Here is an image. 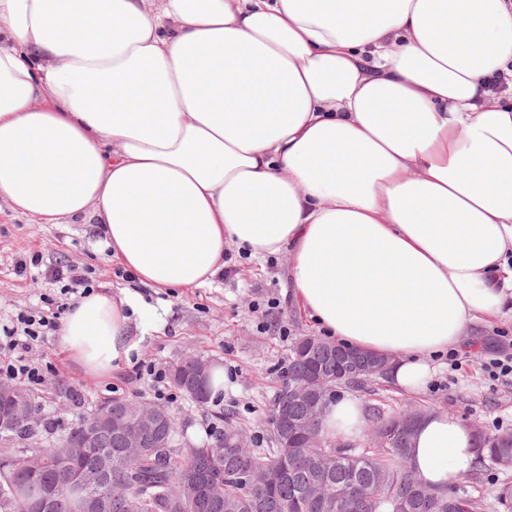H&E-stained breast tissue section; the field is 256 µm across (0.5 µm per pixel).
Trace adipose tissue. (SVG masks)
I'll list each match as a JSON object with an SVG mask.
<instances>
[{"label":"adipose tissue","mask_w":512,"mask_h":512,"mask_svg":"<svg viewBox=\"0 0 512 512\" xmlns=\"http://www.w3.org/2000/svg\"><path fill=\"white\" fill-rule=\"evenodd\" d=\"M512 0H0V202L98 224L145 287L228 248L288 254L304 312L416 390L469 324L512 316ZM137 296L93 292L60 346L110 375ZM362 404H329L354 435ZM472 428L425 413L408 461L443 492Z\"/></svg>","instance_id":"ef3b65f1"}]
</instances>
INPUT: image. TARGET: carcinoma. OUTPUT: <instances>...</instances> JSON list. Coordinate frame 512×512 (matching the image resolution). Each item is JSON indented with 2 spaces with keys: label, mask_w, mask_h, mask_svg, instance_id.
Returning <instances> with one entry per match:
<instances>
[{
  "label": "carcinoma",
  "mask_w": 512,
  "mask_h": 512,
  "mask_svg": "<svg viewBox=\"0 0 512 512\" xmlns=\"http://www.w3.org/2000/svg\"><path fill=\"white\" fill-rule=\"evenodd\" d=\"M352 362L368 353L338 343L313 345L308 337L296 339L289 349L287 378L273 393L268 407V431L262 444L254 448H231L239 430L227 426L211 442L191 445L184 439L169 416L171 427L165 429V445L155 454L128 460L118 453L120 438L104 430L99 435V454L86 457V449H73L71 464L64 465L49 447L40 448L43 463L38 470L27 467L25 455L15 458L0 474V512H27V504L51 487L56 494L54 512H76L70 494L75 473L73 464L90 469L112 457L109 483H92L89 489L110 498L109 512H425L424 502L432 504L430 512H512V484L504 482L489 496H472L448 487L435 492L419 482L417 472L407 463L410 440L393 434L390 448H357L325 436L322 427L295 436L288 445L280 440L278 405L280 398L293 387L320 379L332 391L340 385L361 388L384 378L380 373L344 372L336 349ZM195 361L180 359L171 366L174 386L197 404L208 403L213 390L212 379L199 382L194 373ZM142 402L116 399L112 411L124 417L138 413ZM480 455L470 480L479 481L487 469H512V433L488 436L479 434ZM244 453L257 469L269 473V482L255 487L237 466V454ZM319 483L329 494L338 487L349 488L341 509L332 501L316 506L307 498L310 486ZM416 487L424 499L409 500L398 506L406 489Z\"/></svg>",
  "instance_id": "carcinoma-1"
}]
</instances>
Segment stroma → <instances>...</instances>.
<instances>
[{"label": "stroma", "instance_id": "1", "mask_svg": "<svg viewBox=\"0 0 512 512\" xmlns=\"http://www.w3.org/2000/svg\"><path fill=\"white\" fill-rule=\"evenodd\" d=\"M28 260L18 273L19 260ZM288 255L251 258L229 249L223 271L202 288L154 292L139 285L130 272L113 260L94 224H35L0 202V314L42 308L44 297L73 303L45 277L48 269L76 265L87 271L93 288L128 290L143 304L130 320L133 343L130 360L108 377H95L61 351L58 332H49L34 359L43 367V382L34 392L42 419L54 435L74 426L98 400L140 398L156 403L148 380L136 379L135 360L168 368L186 354L210 358L224 368V389L206 405L176 394L167 407L189 439L200 442L208 425L232 423L257 441L266 428L269 400L283 379L288 350L298 337L321 330L290 295ZM277 299L281 330H262L260 306ZM512 335V318L466 326L455 351L462 361L451 368L447 356L431 360V377L419 391H405L389 382L369 383L364 389L338 387L337 396H352L363 407L391 413L410 406L447 410L486 434L512 433V383L492 385L480 366L481 357L496 347L500 332Z\"/></svg>", "mask_w": 512, "mask_h": 512}]
</instances>
